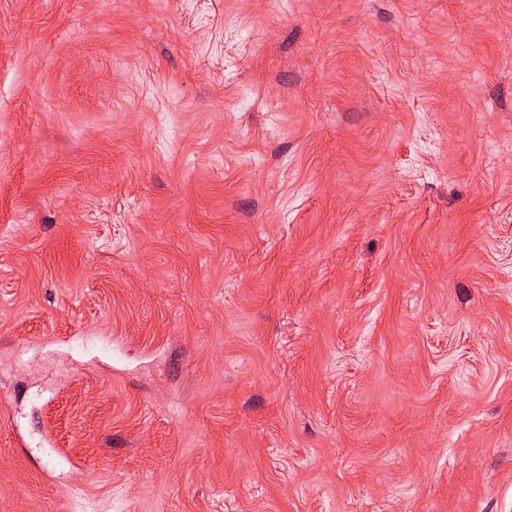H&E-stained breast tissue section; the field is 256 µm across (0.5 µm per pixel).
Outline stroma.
<instances>
[{
	"mask_svg": "<svg viewBox=\"0 0 512 512\" xmlns=\"http://www.w3.org/2000/svg\"><path fill=\"white\" fill-rule=\"evenodd\" d=\"M0 512H512V0H0Z\"/></svg>",
	"mask_w": 512,
	"mask_h": 512,
	"instance_id": "1",
	"label": "stroma"
}]
</instances>
